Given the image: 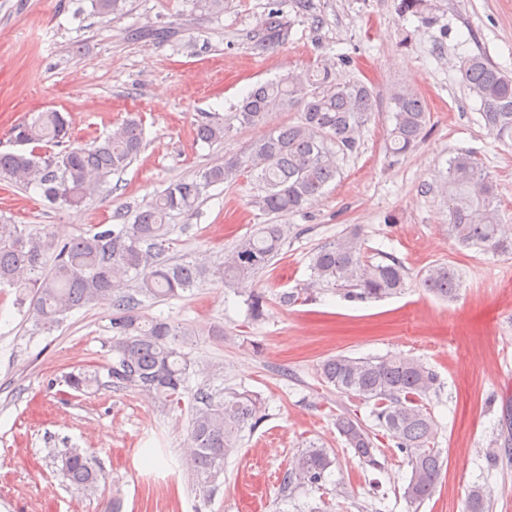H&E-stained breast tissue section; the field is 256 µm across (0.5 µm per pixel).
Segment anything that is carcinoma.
Here are the masks:
<instances>
[{
	"label": "carcinoma",
	"instance_id": "cac0c4a2",
	"mask_svg": "<svg viewBox=\"0 0 512 512\" xmlns=\"http://www.w3.org/2000/svg\"><path fill=\"white\" fill-rule=\"evenodd\" d=\"M126 0H92L94 12L118 14ZM401 16L433 25L428 0H397ZM290 24L272 6L261 19L256 46L272 49L288 38ZM459 73L469 97L480 104L481 117L499 143L512 147V76L484 55L461 58ZM376 109L372 88L364 81H336V71L320 63L300 72L257 84L241 101L233 120L241 127H258L270 112H295V120L251 142L240 155L206 169L198 178L170 184L150 203L133 211H115L117 223L98 231L59 240L48 225L10 224L0 219V284L22 290L35 326L54 328L66 314L103 301L112 306V366L115 388L143 392L163 404H179L188 393L190 361L182 344L192 332L177 324L141 314L143 300L164 301L180 296L211 278L246 296L248 319H263L267 295L252 288L255 278L280 254L290 228L277 224L284 214L303 213L339 175V160L359 148V129ZM393 128L386 153L397 162L423 140L430 121L424 100L402 86L390 98ZM230 127L210 116L197 122L196 136L206 143L224 139ZM20 149L0 152V183L23 189L35 186L52 204L79 207L114 172L127 168L144 146L141 120L128 118L104 138L90 144L70 139V122L57 111L40 112L12 127ZM51 144L58 151L41 152ZM247 175L258 182L259 208L272 220L241 237L214 268L205 261L163 258L170 243L173 212L196 208L203 191ZM448 201V232L460 245L484 253L512 254V226L503 223L495 185L477 159L457 152L448 159V181L442 190ZM311 278L305 287L279 294L281 303L306 300L321 287L346 291L350 298H385L406 288L403 264L394 257L375 261L356 230L323 243L314 252ZM427 293L450 298L462 287L458 272L446 264L428 268L419 278ZM323 381L336 392L372 405L377 427L396 440L411 476L404 489L418 507L435 491L442 467L437 448L438 424L424 400L435 391L436 376L422 363L399 356L329 357L320 365ZM67 385L85 391L98 383L97 374H70ZM188 434L190 462L203 477L200 489L224 469V459L236 447L241 432L263 419V402L247 391L230 390L216 400L205 392L194 397ZM336 428L362 467L379 469L373 433L360 421L336 415ZM333 465L328 452L312 442L284 472L283 488L317 487ZM61 469L77 489L97 485L99 470L79 452L61 459ZM489 493L470 490L467 512H485Z\"/></svg>",
	"mask_w": 512,
	"mask_h": 512
}]
</instances>
